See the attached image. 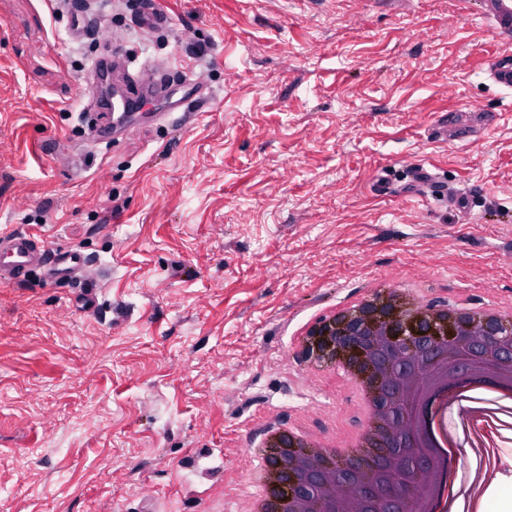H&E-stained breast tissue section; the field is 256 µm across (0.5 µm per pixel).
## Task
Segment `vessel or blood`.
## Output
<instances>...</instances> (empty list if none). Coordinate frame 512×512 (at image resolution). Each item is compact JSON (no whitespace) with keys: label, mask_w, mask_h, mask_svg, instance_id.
Here are the masks:
<instances>
[{"label":"vessel or blood","mask_w":512,"mask_h":512,"mask_svg":"<svg viewBox=\"0 0 512 512\" xmlns=\"http://www.w3.org/2000/svg\"><path fill=\"white\" fill-rule=\"evenodd\" d=\"M477 13L490 19L496 36L512 38V0H478ZM137 22L140 28L153 33L165 28L169 22L168 13L160 0H148L139 12ZM482 63L490 79L503 89L512 91V54L500 53L483 58ZM179 78L164 75L156 84L131 95L122 90L113 91L106 99L96 96V79H85L83 91L92 98L97 108L96 121L89 129L88 137L96 143L111 142L114 132L128 131L137 123L153 124L161 120L157 105L166 103L169 92ZM436 132L453 131L456 138L470 133V122L462 114H441L435 127ZM407 185L415 190L429 189L438 192L439 182L435 173L425 164H416L408 174ZM86 258L75 248L53 249L40 236L28 231L0 232V283L26 281L33 272H40L44 281L50 284L75 279L82 270Z\"/></svg>","instance_id":"vessel-or-blood-1"}]
</instances>
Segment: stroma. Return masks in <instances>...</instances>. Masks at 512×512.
I'll return each instance as SVG.
<instances>
[{
	"instance_id": "stroma-1",
	"label": "stroma",
	"mask_w": 512,
	"mask_h": 512,
	"mask_svg": "<svg viewBox=\"0 0 512 512\" xmlns=\"http://www.w3.org/2000/svg\"><path fill=\"white\" fill-rule=\"evenodd\" d=\"M0 0V230L83 251L74 282L0 284V512H242L266 436L366 422L294 333L409 281L433 304L512 302V92L474 0ZM183 68L193 115L87 145L78 85L108 49ZM493 112L433 141L441 111ZM433 165L460 212L374 176ZM94 306H86L87 293ZM137 22L142 30L153 33L167 26L169 14L161 7V1L151 0L139 12ZM481 63L490 79L503 89L512 91V54L500 53L481 57Z\"/></svg>"
}]
</instances>
